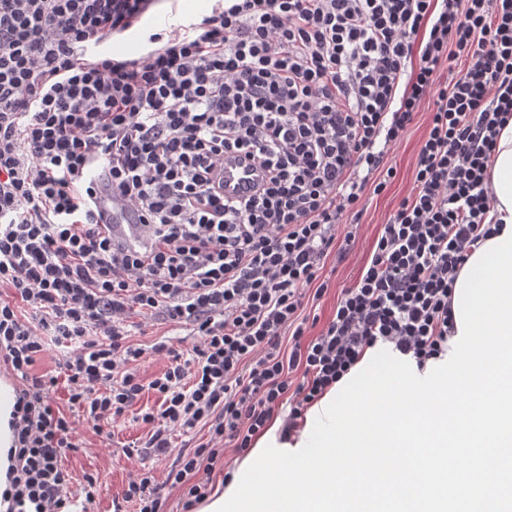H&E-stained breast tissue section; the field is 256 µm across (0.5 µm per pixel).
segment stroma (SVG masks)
I'll use <instances>...</instances> for the list:
<instances>
[{
  "instance_id": "35a3bbf8",
  "label": "stroma",
  "mask_w": 512,
  "mask_h": 512,
  "mask_svg": "<svg viewBox=\"0 0 512 512\" xmlns=\"http://www.w3.org/2000/svg\"><path fill=\"white\" fill-rule=\"evenodd\" d=\"M427 124V113H419L404 140L390 153L389 161L396 167L397 176L387 190L379 195H364L363 212L354 248L340 255L331 254L327 259L324 274L329 277L330 284L312 309L313 314L318 317V325L328 322L341 289L354 283L381 224L410 190L415 152ZM131 320L137 325L132 337L134 343L149 346L166 339L173 348L184 352L189 351L194 343L184 329L164 320L137 312L132 313ZM53 399L56 407L69 411L73 421L72 439L77 449L63 460V465L72 478L73 489H80L86 476L90 475L98 480L99 491L95 501L89 505L88 512H132L130 504L123 500L130 474L149 470L158 476L173 463L169 456L142 459L124 453L127 446L144 438L146 428L138 421L137 416L155 406L154 394L144 392L125 417L115 423L110 437L107 438L97 435L78 410L70 409L64 387L56 388Z\"/></svg>"
}]
</instances>
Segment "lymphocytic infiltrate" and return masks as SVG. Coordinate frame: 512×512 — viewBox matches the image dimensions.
Returning <instances> with one entry per match:
<instances>
[{
  "instance_id": "lymphocytic-infiltrate-1",
  "label": "lymphocytic infiltrate",
  "mask_w": 512,
  "mask_h": 512,
  "mask_svg": "<svg viewBox=\"0 0 512 512\" xmlns=\"http://www.w3.org/2000/svg\"><path fill=\"white\" fill-rule=\"evenodd\" d=\"M162 2L0 0V365L21 381L4 512H76L62 465L73 423L52 405L61 380L98 432L152 390L136 451L175 462L132 478L124 500L168 512L163 490L177 488L194 512L225 443L248 453L282 406L289 437L366 349L420 369L440 358L457 274L493 233L512 0H214L173 30L145 23ZM133 28L142 56L90 57ZM422 111L411 189L308 335L326 257L355 245L361 199L395 179L388 156ZM228 154L261 174L246 198L214 182ZM99 164L145 244L105 232L88 177ZM135 308L197 339L149 381L139 362L169 349L131 342ZM52 349L56 373H35ZM199 427L207 441L173 448V431Z\"/></svg>"
}]
</instances>
